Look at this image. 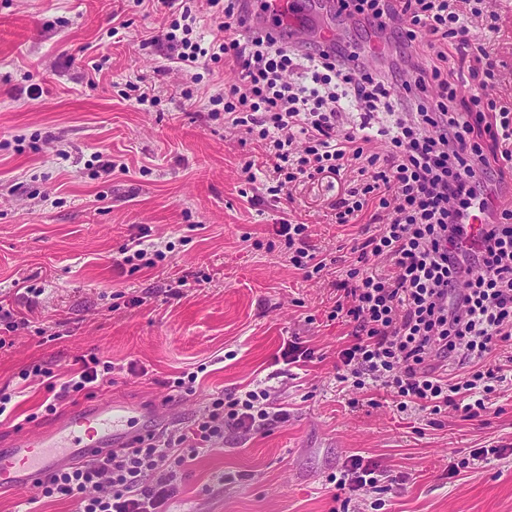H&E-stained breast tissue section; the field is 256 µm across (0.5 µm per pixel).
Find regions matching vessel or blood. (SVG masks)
I'll use <instances>...</instances> for the list:
<instances>
[{
  "label": "vessel or blood",
  "instance_id": "1",
  "mask_svg": "<svg viewBox=\"0 0 512 512\" xmlns=\"http://www.w3.org/2000/svg\"><path fill=\"white\" fill-rule=\"evenodd\" d=\"M172 410L169 404L144 408L109 398L42 429L12 436L7 453L0 454V490L35 487L59 468L96 458L100 450L127 447L142 424L161 421Z\"/></svg>",
  "mask_w": 512,
  "mask_h": 512
}]
</instances>
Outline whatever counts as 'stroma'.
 I'll list each match as a JSON object with an SVG mask.
<instances>
[{
    "mask_svg": "<svg viewBox=\"0 0 512 512\" xmlns=\"http://www.w3.org/2000/svg\"><path fill=\"white\" fill-rule=\"evenodd\" d=\"M298 6L302 39L333 26L352 47L368 38L337 25L329 0ZM497 12L496 31L480 36L500 76L489 94L508 105L512 0H498ZM117 18L126 29L113 31ZM167 30L146 0H0V305L29 321L17 331L0 321V388L24 389L0 417V438L52 420V392L23 386L22 370L39 364L62 377L95 354L118 372L65 412L112 395L173 399V422L184 426L212 394L260 381L288 406L286 424L247 437L226 430L223 449L189 466L170 512H332L329 479L354 455L392 485L354 497L349 512H512V387L466 418L400 412L386 390L338 381L352 327L328 314L369 217L337 223V191L325 181L297 185L289 201L247 184L242 166L263 162L262 151L225 130L209 103L237 83L239 65L206 62L196 81L166 71ZM131 83L147 102L125 99ZM284 219L307 224L306 244L325 264L319 276L275 245ZM142 236L165 257L134 269L120 248ZM176 283L180 296L167 297ZM289 338L313 350L312 362L278 363ZM184 371L198 379L178 395L165 382ZM477 448L507 454L485 463L472 459Z\"/></svg>",
    "mask_w": 512,
    "mask_h": 512,
    "instance_id": "stroma-1",
    "label": "stroma"
}]
</instances>
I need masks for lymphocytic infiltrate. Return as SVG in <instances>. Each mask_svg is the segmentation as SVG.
Wrapping results in <instances>:
<instances>
[{
    "instance_id": "lymphocytic-infiltrate-1",
    "label": "lymphocytic infiltrate",
    "mask_w": 512,
    "mask_h": 512,
    "mask_svg": "<svg viewBox=\"0 0 512 512\" xmlns=\"http://www.w3.org/2000/svg\"><path fill=\"white\" fill-rule=\"evenodd\" d=\"M156 2L170 17V63L185 73L199 68L207 53L191 38L189 0ZM208 2L222 16L214 48L241 67L228 93L211 98L225 128L261 143L277 191L339 180L337 223L370 215L361 266L337 282L330 312L353 327L338 353L341 381L381 386L402 412L488 411L507 380L491 354L512 348V207L494 209L474 249L465 245L466 220L493 209L512 172V108L487 92L495 65L473 31L484 0H332L337 16L372 30L374 42L359 54L331 39L303 45L283 30L242 34L251 0ZM393 41L402 47L394 74L370 70L365 57ZM299 69L310 83L287 80ZM352 110L359 125L345 120ZM377 135L387 155L371 151ZM307 231L284 221L276 234L289 262L316 274L324 264L304 247ZM372 258L383 268L369 266ZM114 370L98 356L81 358L46 412ZM287 420L263 384L220 393L187 426L62 468L38 484V496L72 502L76 512H161L190 463L223 445L225 428L247 435Z\"/></svg>"
}]
</instances>
